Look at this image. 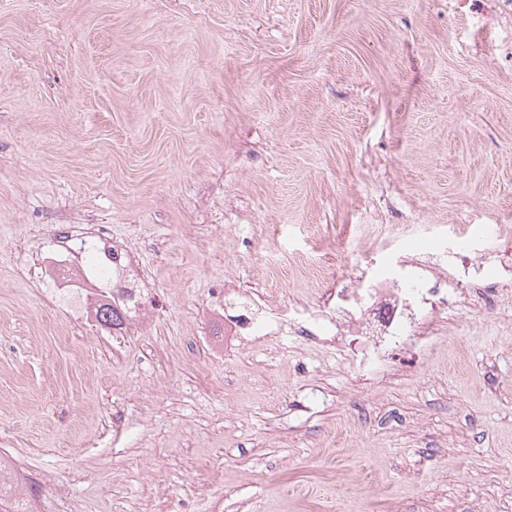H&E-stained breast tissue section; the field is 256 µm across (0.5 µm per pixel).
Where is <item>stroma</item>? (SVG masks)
Here are the masks:
<instances>
[{"mask_svg": "<svg viewBox=\"0 0 512 512\" xmlns=\"http://www.w3.org/2000/svg\"><path fill=\"white\" fill-rule=\"evenodd\" d=\"M131 245L119 350L37 275L69 211ZM485 303L352 362L225 336L403 264ZM512 0H0V454L41 512H512ZM229 304L233 306V303H228L224 289L223 306L222 304L219 306L218 313L220 316H224L225 336H260L272 325V320L261 317V314L253 313L252 308H249L251 310L250 313H240L234 308L237 311L236 315H226V309H229ZM227 316L234 319H230ZM225 318L226 321L229 320V323L225 322Z\"/></svg>", "mask_w": 512, "mask_h": 512, "instance_id": "stroma-1", "label": "stroma"}]
</instances>
